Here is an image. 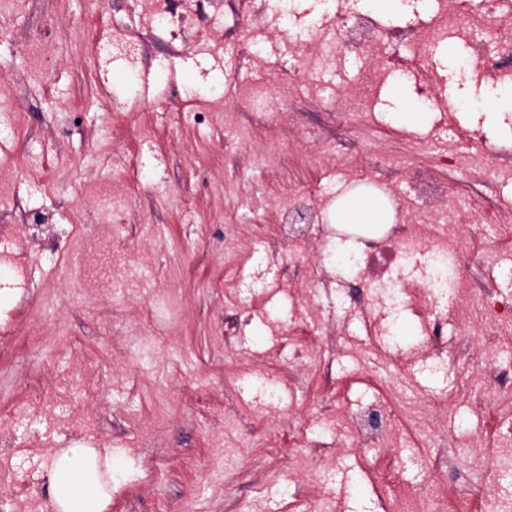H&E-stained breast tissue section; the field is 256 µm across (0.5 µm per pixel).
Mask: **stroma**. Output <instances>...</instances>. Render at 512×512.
I'll return each instance as SVG.
<instances>
[{"label":"stroma","mask_w":512,"mask_h":512,"mask_svg":"<svg viewBox=\"0 0 512 512\" xmlns=\"http://www.w3.org/2000/svg\"><path fill=\"white\" fill-rule=\"evenodd\" d=\"M0 40V82L14 109L0 112V187L23 213L0 202V512H55L46 471L55 449L84 445L125 454V478L105 512H262L269 492L280 512H396L392 481L438 482L462 494L487 483L512 494V469L480 475L468 443L486 429L476 403L474 364L448 357L433 371L426 336L409 305L390 332L376 289L336 272L322 250L336 242L330 208L337 186L376 181L399 219L431 220L418 186L431 176L465 206L458 222L463 265L500 243L477 227L472 155L492 147L512 157V111L489 113L493 80L463 60L462 42L386 47L409 60L387 79L373 111L358 93L371 64L345 23L415 29L439 7L464 0H411L392 18L367 0H237L180 53L173 29L147 35L142 51L113 43L140 21L134 0H27ZM289 9L292 22L278 17ZM101 45L83 39L89 12ZM352 67L350 82L308 92L302 56ZM272 95L267 111L241 103L238 88ZM426 104L429 120L408 128L392 117V92ZM223 99L224 112L194 107ZM463 133L447 153L448 119ZM131 188V196L89 207L88 183ZM315 200L320 232L288 239L286 203ZM312 276L296 293L289 267ZM382 331L370 345L364 316ZM235 327L225 337V326ZM322 351L302 363V345ZM393 397L405 442L395 476L382 449L356 447L312 424L316 410ZM431 402L411 419L408 407ZM319 467V480L292 476L288 451ZM353 468L335 483L337 469Z\"/></svg>","instance_id":"1"}]
</instances>
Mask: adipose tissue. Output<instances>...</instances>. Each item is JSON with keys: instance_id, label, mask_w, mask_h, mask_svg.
Returning a JSON list of instances; mask_svg holds the SVG:
<instances>
[{"instance_id": "adipose-tissue-1", "label": "adipose tissue", "mask_w": 512, "mask_h": 512, "mask_svg": "<svg viewBox=\"0 0 512 512\" xmlns=\"http://www.w3.org/2000/svg\"><path fill=\"white\" fill-rule=\"evenodd\" d=\"M338 230L361 224L371 232L382 233L395 224V209L379 193L351 189L338 196L333 209ZM112 458L100 450L77 446L55 452L48 468L50 495L56 512H104L111 494L101 483L102 468H115Z\"/></svg>"}]
</instances>
